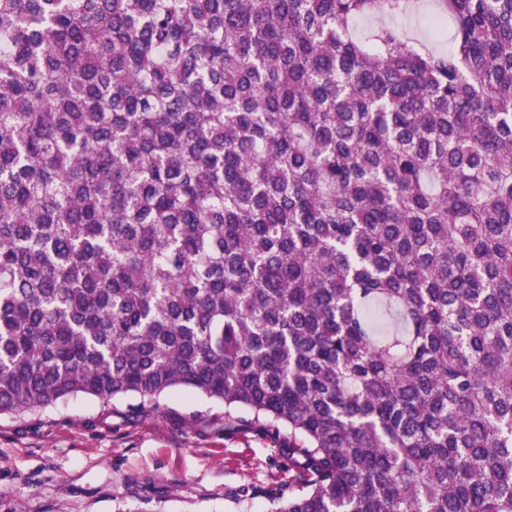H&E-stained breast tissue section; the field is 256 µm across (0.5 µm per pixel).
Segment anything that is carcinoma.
Segmentation results:
<instances>
[{
  "mask_svg": "<svg viewBox=\"0 0 512 512\" xmlns=\"http://www.w3.org/2000/svg\"><path fill=\"white\" fill-rule=\"evenodd\" d=\"M411 2L0 0V415L185 387L270 512H512V0ZM420 2L423 4V7L419 13L393 19L391 23L407 34L426 38L428 36V29L425 16L434 8L435 3L434 0H421Z\"/></svg>",
  "mask_w": 512,
  "mask_h": 512,
  "instance_id": "cac0c4a2",
  "label": "carcinoma"
}]
</instances>
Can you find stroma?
<instances>
[{
  "mask_svg": "<svg viewBox=\"0 0 512 512\" xmlns=\"http://www.w3.org/2000/svg\"><path fill=\"white\" fill-rule=\"evenodd\" d=\"M281 446L225 430L223 402L188 388L146 407L72 396L0 416V512H269Z\"/></svg>",
  "mask_w": 512,
  "mask_h": 512,
  "instance_id": "stroma-1",
  "label": "stroma"
}]
</instances>
